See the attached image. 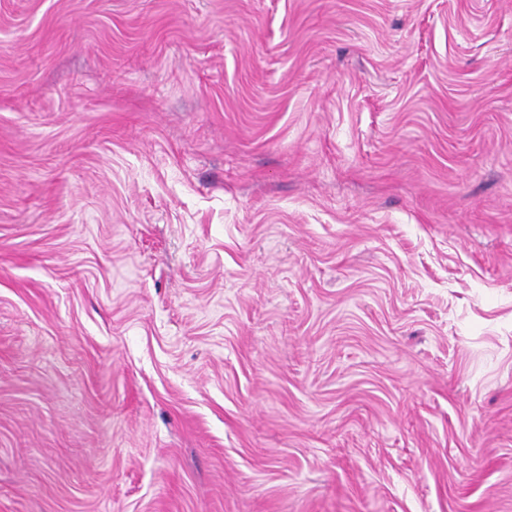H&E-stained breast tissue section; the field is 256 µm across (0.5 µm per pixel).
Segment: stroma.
<instances>
[{"mask_svg":"<svg viewBox=\"0 0 512 512\" xmlns=\"http://www.w3.org/2000/svg\"><path fill=\"white\" fill-rule=\"evenodd\" d=\"M0 512H512V0H0Z\"/></svg>","mask_w":512,"mask_h":512,"instance_id":"obj_1","label":"stroma"}]
</instances>
